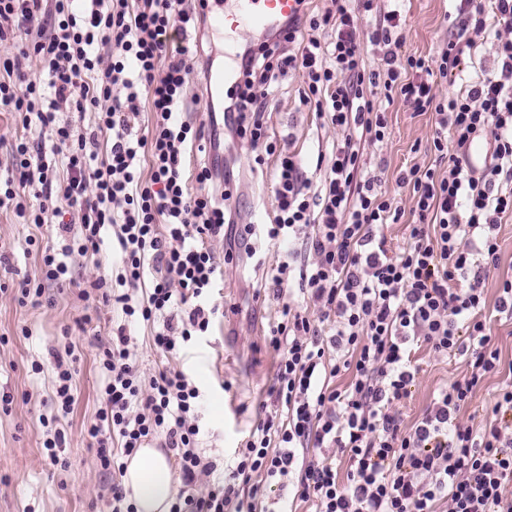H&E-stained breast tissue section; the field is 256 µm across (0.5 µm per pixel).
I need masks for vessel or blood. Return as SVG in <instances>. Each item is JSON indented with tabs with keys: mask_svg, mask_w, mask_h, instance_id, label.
<instances>
[{
	"mask_svg": "<svg viewBox=\"0 0 512 512\" xmlns=\"http://www.w3.org/2000/svg\"><path fill=\"white\" fill-rule=\"evenodd\" d=\"M300 9L298 0H206L205 12L211 30L238 38L250 31L270 33Z\"/></svg>",
	"mask_w": 512,
	"mask_h": 512,
	"instance_id": "b4317fda",
	"label": "vessel or blood"
}]
</instances>
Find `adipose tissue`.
Returning <instances> with one entry per match:
<instances>
[{"instance_id":"adipose-tissue-1","label":"adipose tissue","mask_w":512,"mask_h":512,"mask_svg":"<svg viewBox=\"0 0 512 512\" xmlns=\"http://www.w3.org/2000/svg\"><path fill=\"white\" fill-rule=\"evenodd\" d=\"M123 483L137 512H169L176 488L172 464L161 449H137L127 461Z\"/></svg>"}]
</instances>
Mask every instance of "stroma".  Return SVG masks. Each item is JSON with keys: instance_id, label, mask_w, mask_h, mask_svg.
<instances>
[{"instance_id": "stroma-1", "label": "stroma", "mask_w": 512, "mask_h": 512, "mask_svg": "<svg viewBox=\"0 0 512 512\" xmlns=\"http://www.w3.org/2000/svg\"><path fill=\"white\" fill-rule=\"evenodd\" d=\"M486 31L476 37L464 58V70L455 81L440 84V95L466 92L481 69H492L499 23L490 0H483ZM453 0H405L402 11L406 53L433 57L444 46L451 30ZM301 81L294 73L280 78L268 95L267 134L279 152L293 153L301 160L308 177L319 181L315 170L319 148L331 147L336 129L321 124L315 112L299 100ZM389 132L381 142H365L363 157L368 169L383 168L388 193L408 198L398 188L399 174L413 165L431 164L423 147L433 131L431 114L413 112L395 103L388 113ZM233 181L237 193L232 205L242 222L255 220L259 207L274 209L271 183H258L251 172L254 154L245 144H235ZM98 262L75 258L73 266L80 279L114 276L121 270V255L113 244L112 229H104ZM54 225L36 227L22 223L12 214H0V243L11 249L9 267L0 266V391H10L14 402L10 412L0 411V512H104L105 479L93 464L91 442L84 429L93 422L100 407L98 352L112 337V329L126 324L144 372H153L165 360L149 345L153 329L140 322L124 323L120 312L98 301H83L78 287H48L38 306L20 305L11 288L22 278H37V245L53 242ZM256 252L247 254L244 242L227 248L215 240L209 247L222 272L211 301L220 313L214 318L206 341L190 343L186 352L174 358L201 393L199 424L207 455L232 464L236 451L258 421V403L273 382L276 354L266 342L270 324L280 321L281 306L273 294L270 266L285 255L287 245L269 246L262 238L253 240ZM501 262L499 270L483 279L485 320L504 363H512V318L496 310L502 277L512 275V217H505L498 230ZM232 260H225V253ZM69 339L76 347V402L73 411L57 419L50 399V375L33 373L32 362H46L49 350ZM421 372L412 396L403 408L404 427L421 418L434 392L463 376L464 357L438 358L428 347L413 355ZM57 419L66 443L61 456L66 467L52 465L43 447V420Z\"/></svg>"}]
</instances>
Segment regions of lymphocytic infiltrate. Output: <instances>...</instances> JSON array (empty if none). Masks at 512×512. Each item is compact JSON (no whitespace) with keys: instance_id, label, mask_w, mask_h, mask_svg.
Instances as JSON below:
<instances>
[{"instance_id":"obj_1","label":"lymphocytic infiltrate","mask_w":512,"mask_h":512,"mask_svg":"<svg viewBox=\"0 0 512 512\" xmlns=\"http://www.w3.org/2000/svg\"><path fill=\"white\" fill-rule=\"evenodd\" d=\"M330 2L245 48L239 91L222 115L231 139L265 149L253 171L273 185L268 239L295 244L272 270L282 319L267 336L277 355L269 409L235 467L215 479L216 460L200 450L198 387L171 366L141 372L118 326L99 359L100 408L85 429L96 466L111 478V512H136L117 476L125 457L156 438L179 456L182 488L171 512H276L272 487L313 512H512V385L501 388L481 427L461 421L502 358L481 318L480 277L453 285L473 256L483 271L498 270L495 232L512 216V0H493L509 33L494 69L446 98L439 82L458 71L471 33L486 28L479 0H458L455 30L430 59L403 50L401 0ZM205 23L184 0H0V42L25 35L19 56L0 54V109L22 129L0 179V210L27 224H56L58 240L42 247L39 263L42 280L58 286L72 278L68 257L98 255L101 232L112 227L122 270L115 283L90 281L81 296L154 324L151 343L165 356L208 335L218 312L206 301L218 269L208 242L231 229L243 240L255 232L231 206L230 170L207 160L185 172L203 134L179 117L191 75L183 41ZM368 44L381 52L382 70L366 68ZM23 55L38 60L47 82L23 71ZM290 71L301 77V103L342 133L331 152L317 154L324 170L317 185L297 156L264 167L265 155L276 154L267 100L255 90ZM399 100L434 116L433 164L399 178L408 210L383 190L381 176L366 174L361 150L384 141L388 110ZM88 111L90 129L56 119ZM142 118L148 132L139 135ZM478 139L493 161L476 172L466 154ZM408 212V245L389 252L380 228ZM296 291L312 311L292 302ZM421 343L465 356L469 371L406 429L400 409L420 371L411 351ZM50 356L53 399L65 416L75 403L74 349L66 344ZM345 374L348 385L337 388ZM337 454L347 459L345 473Z\"/></svg>"}]
</instances>
